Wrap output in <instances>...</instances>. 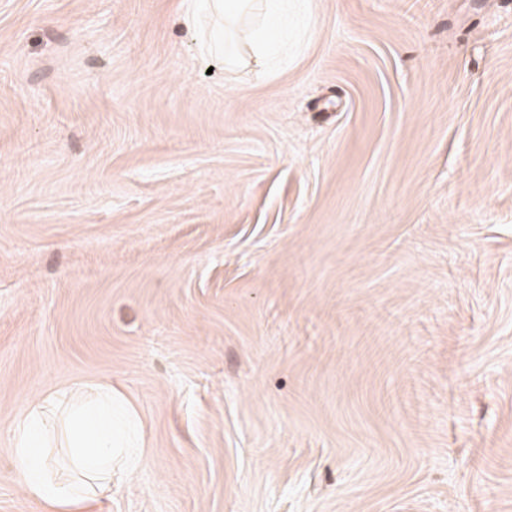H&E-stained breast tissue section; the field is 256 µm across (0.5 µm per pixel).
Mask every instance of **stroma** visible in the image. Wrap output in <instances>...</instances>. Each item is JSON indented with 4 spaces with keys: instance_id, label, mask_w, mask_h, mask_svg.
<instances>
[{
    "instance_id": "1",
    "label": "stroma",
    "mask_w": 512,
    "mask_h": 512,
    "mask_svg": "<svg viewBox=\"0 0 512 512\" xmlns=\"http://www.w3.org/2000/svg\"><path fill=\"white\" fill-rule=\"evenodd\" d=\"M189 4L0 0V512L103 382L89 512H512V0H311L264 75ZM91 402L75 405L56 390L28 404L11 431L16 471L25 492L47 512H81L85 503L112 493V462L134 456L138 419L112 386L90 388ZM55 448H65L71 478L52 473Z\"/></svg>"
}]
</instances>
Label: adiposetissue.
I'll list each match as a JSON object with an SVG mask.
<instances>
[{
    "label": "adipose tissue",
    "instance_id": "obj_1",
    "mask_svg": "<svg viewBox=\"0 0 512 512\" xmlns=\"http://www.w3.org/2000/svg\"><path fill=\"white\" fill-rule=\"evenodd\" d=\"M251 0H193L186 20L209 18L234 27ZM89 404L75 405L65 390L46 393L28 404L11 431L16 471L25 492L47 512H83L87 502L112 490V464L131 457L138 445V419L111 386L95 385ZM65 449L71 478L52 471L55 449Z\"/></svg>",
    "mask_w": 512,
    "mask_h": 512
}]
</instances>
